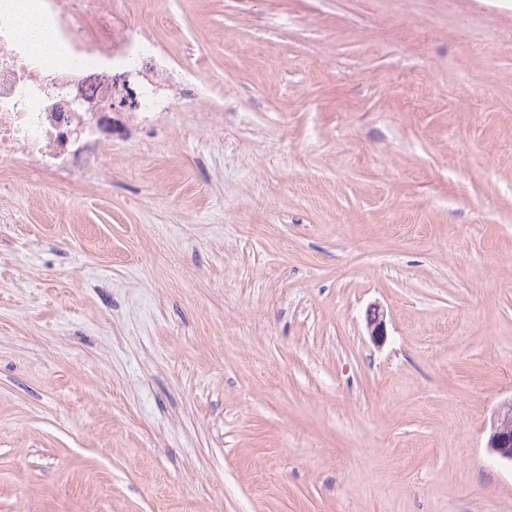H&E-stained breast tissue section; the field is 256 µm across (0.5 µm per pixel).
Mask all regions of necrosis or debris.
<instances>
[{"label": "necrosis or debris", "instance_id": "necrosis-or-debris-1", "mask_svg": "<svg viewBox=\"0 0 512 512\" xmlns=\"http://www.w3.org/2000/svg\"><path fill=\"white\" fill-rule=\"evenodd\" d=\"M15 3L0 0V162L24 165L41 189L59 174L82 181L112 147L109 107L125 77L112 31L126 0H28L52 31L49 57L18 37Z\"/></svg>", "mask_w": 512, "mask_h": 512}]
</instances>
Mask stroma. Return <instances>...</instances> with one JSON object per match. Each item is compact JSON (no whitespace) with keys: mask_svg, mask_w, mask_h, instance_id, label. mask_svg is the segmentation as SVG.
<instances>
[{"mask_svg":"<svg viewBox=\"0 0 512 512\" xmlns=\"http://www.w3.org/2000/svg\"><path fill=\"white\" fill-rule=\"evenodd\" d=\"M129 8L213 88L0 169V512H512V0ZM487 448L500 461L512 465V401L498 412L493 421Z\"/></svg>","mask_w":512,"mask_h":512,"instance_id":"stroma-1","label":"stroma"}]
</instances>
